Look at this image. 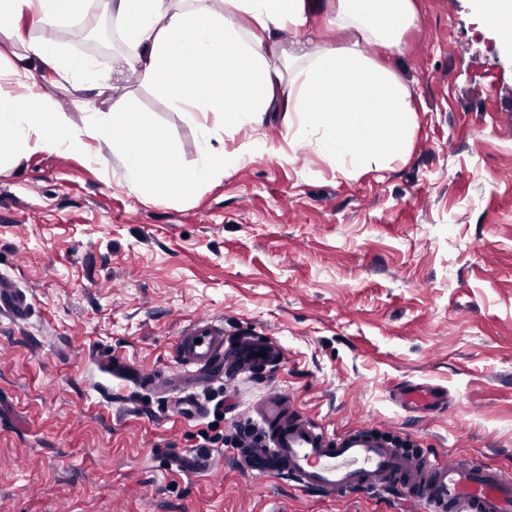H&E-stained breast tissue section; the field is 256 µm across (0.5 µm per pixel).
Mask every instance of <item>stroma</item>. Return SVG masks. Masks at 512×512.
Returning a JSON list of instances; mask_svg holds the SVG:
<instances>
[{"label":"stroma","instance_id":"stroma-1","mask_svg":"<svg viewBox=\"0 0 512 512\" xmlns=\"http://www.w3.org/2000/svg\"><path fill=\"white\" fill-rule=\"evenodd\" d=\"M418 7L393 65L419 129L390 169L347 180L302 149L156 203L120 186L115 159L41 152L0 174V272L34 306L25 324L0 319V512H420L247 475L230 442L273 391L328 431L407 435L416 453L512 472V50L480 0ZM92 101L149 113L196 164L194 125L135 75ZM200 318L280 350L198 388L223 417L186 420L173 395L91 362L171 368ZM404 380L453 402L410 416L391 399ZM210 425L224 446L204 447ZM177 450L210 469L178 471Z\"/></svg>","mask_w":512,"mask_h":512}]
</instances>
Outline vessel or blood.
I'll return each mask as SVG.
<instances>
[{"instance_id": "vessel-or-blood-1", "label": "vessel or blood", "mask_w": 512, "mask_h": 512, "mask_svg": "<svg viewBox=\"0 0 512 512\" xmlns=\"http://www.w3.org/2000/svg\"><path fill=\"white\" fill-rule=\"evenodd\" d=\"M32 309L25 292L0 274V317L25 321ZM264 349L261 343H226L223 325L201 319L178 336L173 369L132 375L127 364L112 355L98 358L96 365L104 374L132 378L144 391L179 393L184 418L194 420L208 411L195 388L220 380L226 369L263 365ZM391 398L402 411L417 417L447 409L450 404L446 388L411 380L397 386ZM253 411L260 438L248 442L243 450L249 475L287 476L304 488L332 495L390 489L418 502L422 512H512V474L499 468L418 457L365 428L330 434L304 420L294 404L280 396L261 399ZM173 462L192 475L209 468L208 456L196 453L179 452Z\"/></svg>"}]
</instances>
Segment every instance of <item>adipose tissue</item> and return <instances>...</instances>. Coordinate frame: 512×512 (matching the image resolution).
I'll return each instance as SVG.
<instances>
[{"mask_svg":"<svg viewBox=\"0 0 512 512\" xmlns=\"http://www.w3.org/2000/svg\"><path fill=\"white\" fill-rule=\"evenodd\" d=\"M115 14L123 52L153 95L193 121L199 161L184 167L177 143L148 113L130 105L90 112L73 124L36 90L42 71L82 92L102 81L95 63L50 38L25 36L21 19L36 14L46 27H69L90 7ZM326 9L330 29L347 34L337 47L316 41L309 26ZM0 43L18 48L0 68V169L37 152L88 154L121 164L120 183L144 202L181 198L223 179L256 157L288 159L303 144L337 176L355 179L388 169L410 151L418 128L409 86L393 68L365 55L368 46L401 54L417 18L414 0H0ZM294 39L282 47L280 34ZM278 121L282 145L248 139L227 150L225 139Z\"/></svg>","mask_w":512,"mask_h":512,"instance_id":"ef3b65f1","label":"adipose tissue"}]
</instances>
